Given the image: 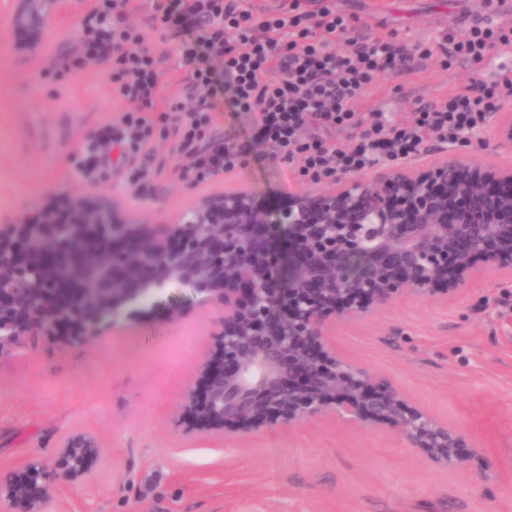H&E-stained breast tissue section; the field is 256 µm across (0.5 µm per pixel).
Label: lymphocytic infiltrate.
I'll return each mask as SVG.
<instances>
[{"label": "lymphocytic infiltrate", "instance_id": "1", "mask_svg": "<svg viewBox=\"0 0 512 512\" xmlns=\"http://www.w3.org/2000/svg\"><path fill=\"white\" fill-rule=\"evenodd\" d=\"M242 0H156L153 23L170 39L196 30L183 52L192 71V108L168 104L180 151L192 157L190 176L204 181L233 171L241 153L211 135L217 101L250 113L253 138L273 155L297 166L313 183L359 175L380 164L419 158L428 138L456 146L486 126L502 88L480 81L448 99L418 106L410 124L384 113L362 115L352 104L387 70L403 69L412 53L397 35L386 39L350 37L351 25L327 0H292L274 13L242 7ZM129 0H95L83 20V58L91 63L114 52L120 67L116 91L127 102L120 124L100 128L101 145L116 144L129 156L146 153L155 132L152 112L160 103V74L152 51L136 30L117 25ZM497 0L472 19L467 36L450 41L448 54L482 63L494 48L512 45V29L494 28ZM349 127L351 143L328 142L316 128Z\"/></svg>", "mask_w": 512, "mask_h": 512}]
</instances>
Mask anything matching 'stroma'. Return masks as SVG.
I'll use <instances>...</instances> for the list:
<instances>
[{"label": "stroma", "mask_w": 512, "mask_h": 512, "mask_svg": "<svg viewBox=\"0 0 512 512\" xmlns=\"http://www.w3.org/2000/svg\"><path fill=\"white\" fill-rule=\"evenodd\" d=\"M15 0H0V212L37 214L64 199L109 195L124 207L165 217L199 195L243 185L272 206L309 188L292 164L256 142L248 115L217 106L218 135L242 146L241 165L201 183L182 175L184 154L171 126L157 124L151 152L134 164L154 173L130 185L131 165L113 154L95 179L78 169L88 138L127 108L103 59L73 70L79 28L92 0H71L35 55L17 49L6 27ZM353 36L402 34L430 47L400 72L380 74L354 108L407 123L418 104L446 100L472 81H500L512 59L482 65L447 61L461 19L483 0H330ZM139 29L162 74V96L191 106L189 67L179 43L153 26L154 0H133ZM181 310L169 317L170 305ZM207 314L191 287L173 285L103 335L68 341L33 336L0 354V473L54 464L73 429L98 435L106 467L94 484L64 490L53 512H512V287L478 278L455 303L402 299L357 323H337L345 357L375 370L415 404L447 421L465 441V463L433 466L384 431L317 421L271 425L239 441L206 436L181 419V394L213 346Z\"/></svg>", "instance_id": "obj_1"}]
</instances>
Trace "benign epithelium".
I'll list each match as a JSON object with an SVG mask.
<instances>
[{"mask_svg": "<svg viewBox=\"0 0 512 512\" xmlns=\"http://www.w3.org/2000/svg\"><path fill=\"white\" fill-rule=\"evenodd\" d=\"M68 0H16L10 24L28 32L21 53L41 51ZM512 150V107L491 118ZM453 150L420 169L402 163L304 190L288 208L250 190L215 192L164 224L120 211L108 195L30 218L0 213V351L76 314L84 335L130 318L145 294L187 284L213 311L218 343L196 372L179 413L207 434L258 433L330 420L385 430L436 466L462 463L459 434L331 341L339 321L358 322L401 298L451 303L479 273L512 275V165ZM54 472L27 462L0 474L3 512H52L59 491L92 482L106 460L94 433L61 439Z\"/></svg>", "mask_w": 512, "mask_h": 512, "instance_id": "7a95c632", "label": "benign epithelium"}]
</instances>
